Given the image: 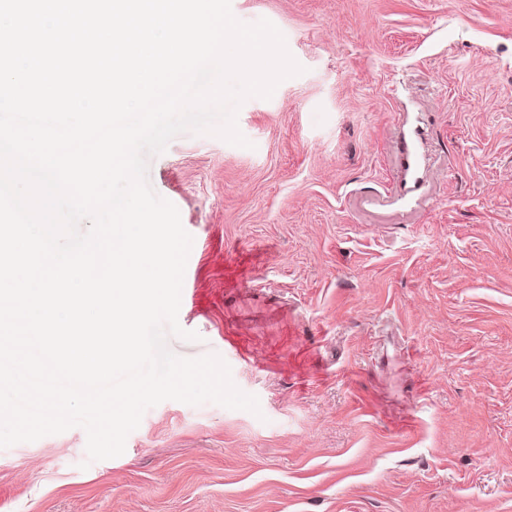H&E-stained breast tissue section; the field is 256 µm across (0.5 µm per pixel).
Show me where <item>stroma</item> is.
I'll use <instances>...</instances> for the list:
<instances>
[{"label": "stroma", "instance_id": "stroma-1", "mask_svg": "<svg viewBox=\"0 0 512 512\" xmlns=\"http://www.w3.org/2000/svg\"><path fill=\"white\" fill-rule=\"evenodd\" d=\"M231 6L305 72L243 103L251 148L184 133L148 181L193 238L167 347L261 413L0 449V512H512V0Z\"/></svg>", "mask_w": 512, "mask_h": 512}]
</instances>
